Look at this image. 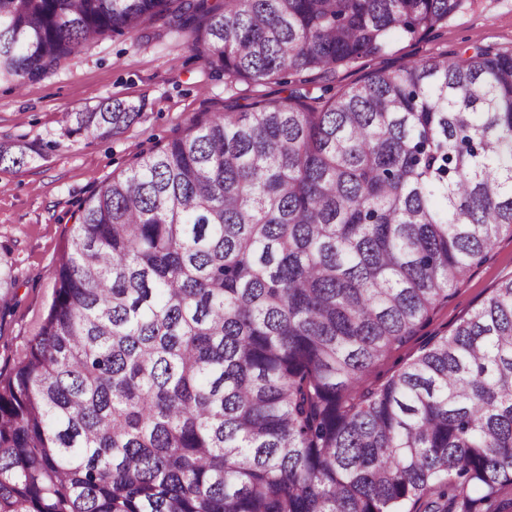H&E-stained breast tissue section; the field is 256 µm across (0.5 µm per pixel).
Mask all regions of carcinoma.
<instances>
[{"label":"carcinoma","mask_w":512,"mask_h":512,"mask_svg":"<svg viewBox=\"0 0 512 512\" xmlns=\"http://www.w3.org/2000/svg\"><path fill=\"white\" fill-rule=\"evenodd\" d=\"M459 0H0V84L170 17L229 78L328 73ZM141 106L76 112L84 138ZM512 233V51L214 112L81 201L0 372V512H481L512 486V277L383 384Z\"/></svg>","instance_id":"cac0c4a2"}]
</instances>
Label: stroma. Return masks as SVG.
Instances as JSON below:
<instances>
[{
	"mask_svg": "<svg viewBox=\"0 0 512 512\" xmlns=\"http://www.w3.org/2000/svg\"><path fill=\"white\" fill-rule=\"evenodd\" d=\"M478 46L512 49V0H460L446 23L419 39L395 36L379 55L326 74H289L286 83H230L197 54L166 19L132 33L85 45L54 71L22 89L0 86V147L25 151L23 164L0 165V257L18 277L16 299L0 320V370L8 369L47 307L52 271L66 243L78 203L101 182L126 171L137 156L179 136L207 112L285 98L299 90L318 96L392 72L440 53L471 55ZM117 98L141 105L123 133L79 138L67 134L69 116ZM512 275V234L499 237L487 262L471 269L447 303L406 346L385 355L368 373L376 384L416 353L423 341L452 332L503 278Z\"/></svg>",
	"mask_w": 512,
	"mask_h": 512,
	"instance_id": "1",
	"label": "stroma"
}]
</instances>
